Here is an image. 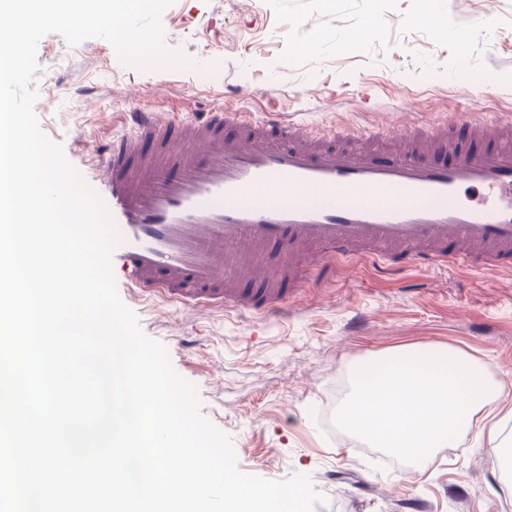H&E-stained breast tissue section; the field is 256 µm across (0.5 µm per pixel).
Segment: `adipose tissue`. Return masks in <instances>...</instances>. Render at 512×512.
<instances>
[{
    "mask_svg": "<svg viewBox=\"0 0 512 512\" xmlns=\"http://www.w3.org/2000/svg\"><path fill=\"white\" fill-rule=\"evenodd\" d=\"M351 382L336 412L350 434L411 461L469 436L490 460L512 462V440L501 424L487 422L499 391L463 352L450 351L439 366L418 363L406 350L371 355L354 365Z\"/></svg>",
    "mask_w": 512,
    "mask_h": 512,
    "instance_id": "ef3b65f1",
    "label": "adipose tissue"
}]
</instances>
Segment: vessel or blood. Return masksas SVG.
<instances>
[{
    "label": "vessel or blood",
    "mask_w": 512,
    "mask_h": 512,
    "mask_svg": "<svg viewBox=\"0 0 512 512\" xmlns=\"http://www.w3.org/2000/svg\"><path fill=\"white\" fill-rule=\"evenodd\" d=\"M95 170L117 233L112 268L129 288L196 310L270 313L296 280L270 254L307 253L323 274L365 258L478 270L512 265V115H473L336 146L287 120L213 106L189 118L136 109ZM263 189L272 197L257 199ZM481 200H463L465 191ZM320 200H308L309 192Z\"/></svg>",
    "instance_id": "obj_1"
}]
</instances>
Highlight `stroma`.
I'll return each mask as SVG.
<instances>
[{
    "instance_id": "35a3bbf8",
    "label": "stroma",
    "mask_w": 512,
    "mask_h": 512,
    "mask_svg": "<svg viewBox=\"0 0 512 512\" xmlns=\"http://www.w3.org/2000/svg\"><path fill=\"white\" fill-rule=\"evenodd\" d=\"M174 0L162 15L168 48L192 68L122 63L112 45L72 46L57 33L37 49L34 104L94 190L91 153L123 133L124 112L181 114L244 107L310 127L393 133L411 123L512 113V0ZM470 31L467 43L453 37ZM316 43L314 53L303 43ZM274 314L194 311L129 295L142 331L194 384L203 415L231 436L240 471L300 473L324 497L315 512H512V480L473 442L443 448L423 469L395 463L336 424L350 367L397 347L462 351L502 385L512 408V268L383 271L364 261L335 277L306 273Z\"/></svg>"
}]
</instances>
